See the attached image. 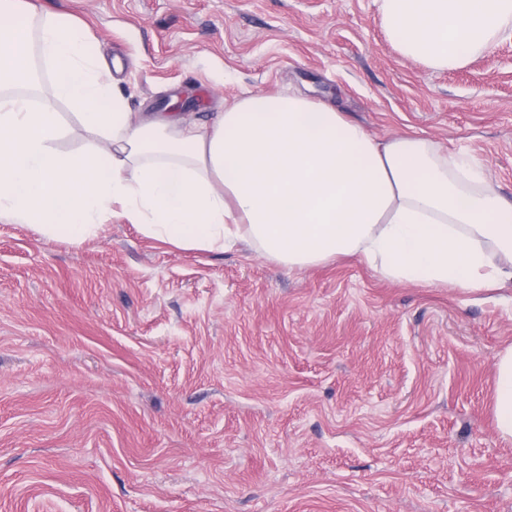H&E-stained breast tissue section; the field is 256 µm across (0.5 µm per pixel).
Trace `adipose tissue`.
<instances>
[{
	"instance_id": "obj_1",
	"label": "adipose tissue",
	"mask_w": 512,
	"mask_h": 512,
	"mask_svg": "<svg viewBox=\"0 0 512 512\" xmlns=\"http://www.w3.org/2000/svg\"><path fill=\"white\" fill-rule=\"evenodd\" d=\"M399 52L464 66L512 37V0H380ZM39 54L50 96L18 93ZM101 147L63 153L57 102ZM181 249L251 242L291 268L356 256L383 277L480 291L512 281V202L463 155L404 134L386 141L327 103L245 94L212 125L132 120L81 26L36 0H0V220L82 240L114 207ZM496 434L512 441V347L496 363Z\"/></svg>"
}]
</instances>
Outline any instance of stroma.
Masks as SVG:
<instances>
[{"label":"stroma","instance_id":"35a3bbf8","mask_svg":"<svg viewBox=\"0 0 512 512\" xmlns=\"http://www.w3.org/2000/svg\"><path fill=\"white\" fill-rule=\"evenodd\" d=\"M88 28L134 118L302 93L383 140L464 154L512 201V39L402 56L379 0H39ZM512 282L472 292L108 217L0 221V512H512L492 426Z\"/></svg>","mask_w":512,"mask_h":512}]
</instances>
